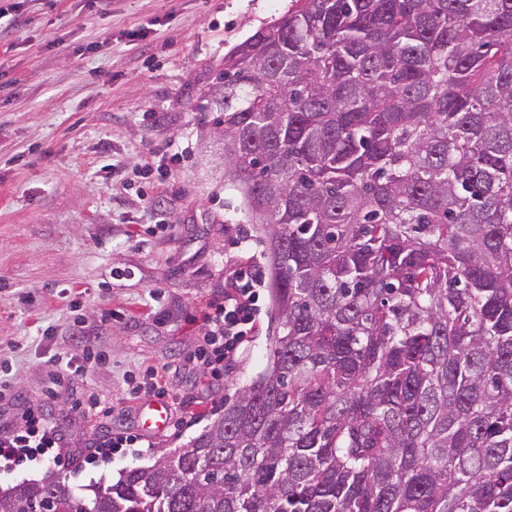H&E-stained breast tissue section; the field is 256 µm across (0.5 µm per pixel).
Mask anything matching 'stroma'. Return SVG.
<instances>
[{
    "label": "stroma",
    "mask_w": 512,
    "mask_h": 512,
    "mask_svg": "<svg viewBox=\"0 0 512 512\" xmlns=\"http://www.w3.org/2000/svg\"><path fill=\"white\" fill-rule=\"evenodd\" d=\"M288 3L110 0L100 13L86 0H0L24 19L0 51V429L44 398L53 360L69 363L51 403L66 439L43 460L0 467L1 487L60 471L92 496L158 449L183 446L264 369L274 331L265 285L256 331L223 382L192 358L224 300L225 226L239 225L240 254L267 265L253 225L238 222L239 196L224 189L217 76L225 54ZM170 145L168 174L150 171ZM112 166L123 180L107 186L99 174ZM144 195L167 227L148 222ZM81 333L94 363L76 347ZM154 375L170 414L187 418L180 431L139 426L138 389ZM88 396L111 417L63 419ZM127 434L137 444L94 455V442Z\"/></svg>",
    "instance_id": "35a3bbf8"
}]
</instances>
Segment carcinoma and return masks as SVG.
Returning a JSON list of instances; mask_svg holds the SVG:
<instances>
[{
  "label": "carcinoma",
  "instance_id": "cac0c4a2",
  "mask_svg": "<svg viewBox=\"0 0 512 512\" xmlns=\"http://www.w3.org/2000/svg\"><path fill=\"white\" fill-rule=\"evenodd\" d=\"M219 86L266 368L152 465L0 512H512V0H291Z\"/></svg>",
  "mask_w": 512,
  "mask_h": 512
}]
</instances>
